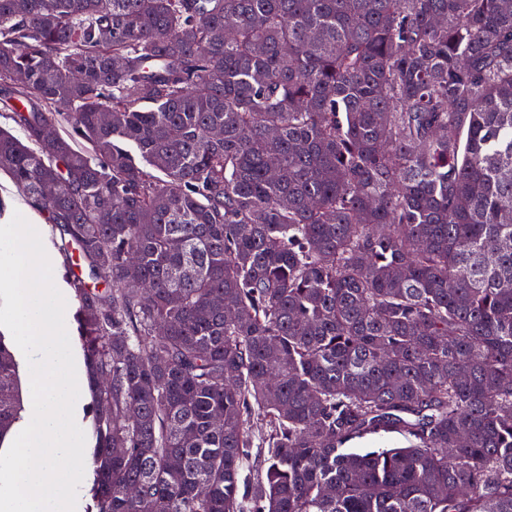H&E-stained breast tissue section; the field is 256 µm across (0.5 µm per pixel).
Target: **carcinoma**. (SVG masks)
<instances>
[{"instance_id":"cac0c4a2","label":"carcinoma","mask_w":512,"mask_h":512,"mask_svg":"<svg viewBox=\"0 0 512 512\" xmlns=\"http://www.w3.org/2000/svg\"><path fill=\"white\" fill-rule=\"evenodd\" d=\"M0 104L90 512H512V0H0ZM47 232H48V240L50 246L56 256V259L59 261L60 269H61V279L67 288V306H68V316L71 322L72 328V336H69L71 341V346L73 350V354L75 358L79 361L82 381H83V392L82 397L78 404V414H79V422L81 424L82 430L85 434V454L88 462V466L86 470H84V476L82 479V491L77 505V512H86L90 508L91 499H90V487L93 480V472L91 466V455L93 451L94 439H93V428H92V394L88 387L87 383V375H86V367L84 361V352L80 337L78 335L77 323L74 319V313L78 307V302L74 296L73 291L69 288L66 283V276L68 272L67 262L65 260L64 255L58 250L56 243V232L51 226V224H46ZM403 443V436L398 433L392 432L369 435L366 436L365 438L357 439L353 441L349 445V447L352 448V450L355 452L363 453L369 450H373L375 448L402 446Z\"/></svg>"}]
</instances>
